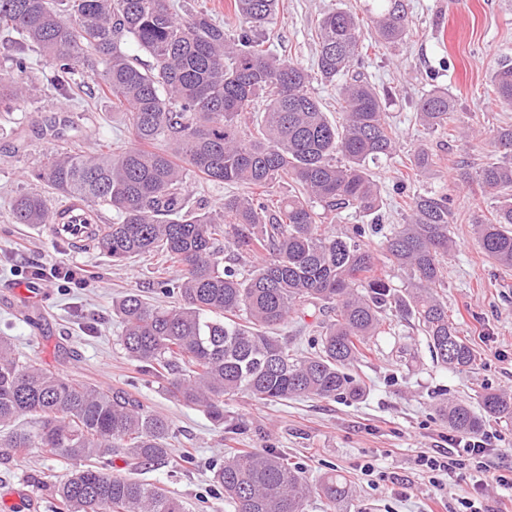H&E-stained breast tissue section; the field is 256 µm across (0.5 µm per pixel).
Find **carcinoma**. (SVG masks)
Returning <instances> with one entry per match:
<instances>
[{
  "label": "carcinoma",
  "instance_id": "1",
  "mask_svg": "<svg viewBox=\"0 0 512 512\" xmlns=\"http://www.w3.org/2000/svg\"><path fill=\"white\" fill-rule=\"evenodd\" d=\"M370 23L375 41L402 42L410 20L403 0H381ZM237 34L207 10L186 18L171 0H0V31L19 45L40 49L60 90L80 89L78 67L99 71V89L125 112L136 145L120 152L86 155L65 150L38 170L58 197L89 208L97 248L123 262L161 253L174 274L158 281L177 305L164 308L130 293L116 303L123 324L121 345L143 372L166 381L163 389L186 405L203 408L225 433L238 426L224 415V397L246 393L261 401L300 397L359 398L350 373L363 348L383 333L387 312L411 319L441 367L464 372L476 356L449 320L437 293L444 258L455 249L449 234L448 196L422 194L409 205L407 223L385 229L378 247L363 224L327 231L334 211L371 215L382 208L368 163L392 156L396 135L384 99L354 79L339 88L341 120L332 122L309 86L332 82L362 63L366 46L359 17L343 8L322 16L317 27L316 72L265 48L260 31L272 24L278 0H233ZM130 40L152 59L140 65L124 49ZM492 91L512 107V66L491 76ZM22 78H0V112L24 97ZM266 95L261 123L250 129L246 114ZM455 100L445 88L425 94L417 118L429 132L448 124ZM161 144L147 150V144ZM497 159L462 168L456 181L475 184L494 198L493 220L477 217L474 232L484 254L512 267V125L493 131ZM435 165L425 146L410 170ZM248 188L201 212L183 193L188 173ZM298 190L277 194L283 179ZM118 220L98 225L99 209ZM17 224H62L40 190L15 196ZM237 254L260 256L247 272L224 264L219 242ZM389 263L411 272L402 286L378 272ZM320 306L311 352H290L269 335L293 314ZM440 418L454 432L478 434L492 418L512 422V393L486 389L477 405L448 400ZM22 417L29 418L18 425ZM171 423L123 391L65 378L14 353L0 340V448L4 455L79 460L82 467L54 485V512H184L163 489L108 470L122 455L131 469L161 463L171 448ZM212 481L231 512H305L312 495L328 509L352 495L336 472L309 482L302 469L274 451L230 452L212 466Z\"/></svg>",
  "mask_w": 512,
  "mask_h": 512
}]
</instances>
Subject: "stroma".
<instances>
[{"label": "stroma", "instance_id": "1", "mask_svg": "<svg viewBox=\"0 0 512 512\" xmlns=\"http://www.w3.org/2000/svg\"><path fill=\"white\" fill-rule=\"evenodd\" d=\"M412 20L403 44L370 47L358 71L386 99L388 120L398 139L396 153L371 164L383 200L384 224L403 223L414 193L448 194L449 230L457 244L445 266L444 294L448 313L476 351L473 369L456 373L433 361L415 323L393 321L390 332L374 337L354 368L366 392L359 400L295 398L258 401L241 393L224 402V413L241 426L233 439L198 407L166 395L125 354L115 304L135 292L154 304L164 299L156 290L161 262L156 256L122 264L99 249L75 250L57 240L47 224H18L12 199L36 187L40 162L60 150V124L84 152L100 145L125 147L132 140L123 112L112 99L89 92L66 94L49 81V67L37 49H19L0 32V77H11V58L24 52L29 69L28 95L12 115L0 114V338L22 355L62 376L108 390L132 392L145 409L166 416L172 426V452L161 464H150L139 479L181 500L186 512H225L214 495L209 462L232 448H273L300 466L308 478L328 471L342 474L353 486L352 498L336 512H439L442 501L470 492L469 484L445 479L441 500L415 469L420 453L447 446L449 430L437 412L445 398L475 399L482 388L512 391V268L494 264L474 234L476 215L492 210L479 189L462 187L455 173L463 164L492 158L491 132L512 125V109L495 101L490 78L498 66L512 64V0H405ZM372 0H281L271 48L306 68L318 53L317 23L322 14L341 7L369 16ZM434 88L448 89L455 100L454 128L424 134L415 120L420 98ZM474 131L461 141L456 127ZM428 145L436 164L429 174L403 181L409 156ZM66 264L87 271L86 285L66 288L49 282L45 304L24 301L20 289L37 268ZM321 315L307 307L277 329L291 349L306 352L318 335ZM192 450L196 467H182L180 456ZM373 475H366L365 465ZM77 464L64 459L0 458V512H19L7 504L4 491L27 489L36 502L33 512H52L53 484Z\"/></svg>", "mask_w": 512, "mask_h": 512}]
</instances>
